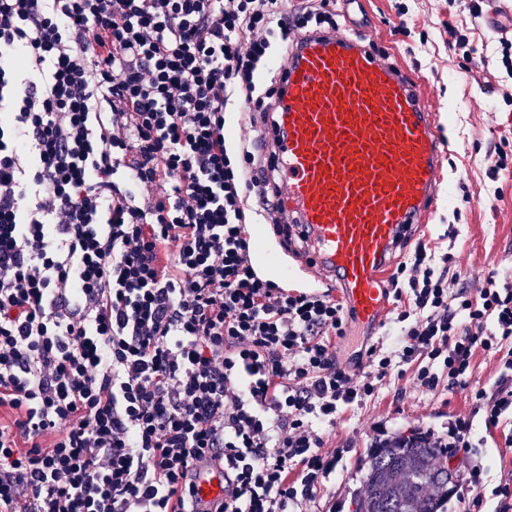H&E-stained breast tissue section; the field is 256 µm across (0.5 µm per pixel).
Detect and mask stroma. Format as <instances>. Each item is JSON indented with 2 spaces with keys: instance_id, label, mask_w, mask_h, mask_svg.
Here are the masks:
<instances>
[{
  "instance_id": "stroma-1",
  "label": "stroma",
  "mask_w": 512,
  "mask_h": 512,
  "mask_svg": "<svg viewBox=\"0 0 512 512\" xmlns=\"http://www.w3.org/2000/svg\"><path fill=\"white\" fill-rule=\"evenodd\" d=\"M511 8L512 0H487L475 18L460 0H360L336 17L340 24L348 18L360 23L376 52L421 78L451 147L436 209L413 238L449 254L451 271L461 272L473 287L493 272L502 280L512 278V165L493 179L486 173L490 150L501 148L512 158V78L501 63L512 32L487 23L488 16ZM452 23L468 27L474 54L456 46L448 30ZM398 329L390 320L376 330L350 322L346 337L336 341L339 360L348 361L365 343L392 346ZM473 363L471 389L442 385L427 391L408 375L398 385L379 386L366 404L343 410L324 432L328 445L343 451L336 477L303 502L301 512H333L337 504L342 512H352L376 424L406 435L443 431L455 417H473L471 447L456 456L460 477L477 463L487 487L511 480L512 453L502 450L503 430L486 429L483 417L472 413V388L495 381L491 363L480 353Z\"/></svg>"
}]
</instances>
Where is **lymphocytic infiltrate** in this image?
<instances>
[{
	"instance_id": "obj_1",
	"label": "lymphocytic infiltrate",
	"mask_w": 512,
	"mask_h": 512,
	"mask_svg": "<svg viewBox=\"0 0 512 512\" xmlns=\"http://www.w3.org/2000/svg\"><path fill=\"white\" fill-rule=\"evenodd\" d=\"M331 0H0V512H295L340 451L323 427L379 383L467 385L512 421V281L476 289L419 242L388 286L401 337L339 361L331 291L260 275L246 206L276 209L268 158L229 151L231 98ZM475 370L471 378V388L491 387L494 384L495 376L491 372V363L482 353H476L473 359Z\"/></svg>"
}]
</instances>
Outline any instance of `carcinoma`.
Listing matches in <instances>:
<instances>
[{
    "mask_svg": "<svg viewBox=\"0 0 512 512\" xmlns=\"http://www.w3.org/2000/svg\"><path fill=\"white\" fill-rule=\"evenodd\" d=\"M448 454L420 434L374 446L366 462L354 512H445Z\"/></svg>",
    "mask_w": 512,
    "mask_h": 512,
    "instance_id": "carcinoma-1",
    "label": "carcinoma"
}]
</instances>
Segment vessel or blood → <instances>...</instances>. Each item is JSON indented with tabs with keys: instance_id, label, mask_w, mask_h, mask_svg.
Segmentation results:
<instances>
[{
	"instance_id": "obj_1",
	"label": "vessel or blood",
	"mask_w": 512,
	"mask_h": 512,
	"mask_svg": "<svg viewBox=\"0 0 512 512\" xmlns=\"http://www.w3.org/2000/svg\"><path fill=\"white\" fill-rule=\"evenodd\" d=\"M274 66L278 206L347 310L379 327L392 256L435 209L448 150L437 115L357 29L296 34Z\"/></svg>"
}]
</instances>
